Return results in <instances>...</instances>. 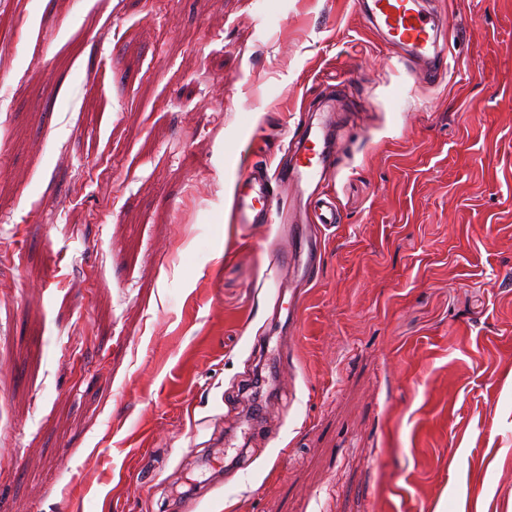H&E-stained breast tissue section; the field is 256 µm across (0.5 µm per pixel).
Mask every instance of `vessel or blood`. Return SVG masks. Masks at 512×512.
<instances>
[{
    "label": "vessel or blood",
    "instance_id": "obj_1",
    "mask_svg": "<svg viewBox=\"0 0 512 512\" xmlns=\"http://www.w3.org/2000/svg\"><path fill=\"white\" fill-rule=\"evenodd\" d=\"M371 15L390 41L410 49L413 58L429 63L442 56L437 30L421 9L419 0H372ZM331 133L327 124L303 128L291 138L288 149L295 157L289 182L297 189L324 181L325 161L330 153ZM248 194L235 201L234 221L241 226L270 224L276 201L271 178L258 166L247 171Z\"/></svg>",
    "mask_w": 512,
    "mask_h": 512
}]
</instances>
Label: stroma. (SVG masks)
<instances>
[{"mask_svg":"<svg viewBox=\"0 0 512 512\" xmlns=\"http://www.w3.org/2000/svg\"><path fill=\"white\" fill-rule=\"evenodd\" d=\"M422 5L449 69L354 0H0V512H512V0ZM326 115L340 224L238 229ZM250 191L235 201L234 224L243 227L249 224L274 223L276 193L272 179L261 167L252 164L247 171Z\"/></svg>","mask_w":512,"mask_h":512,"instance_id":"obj_1","label":"stroma"}]
</instances>
